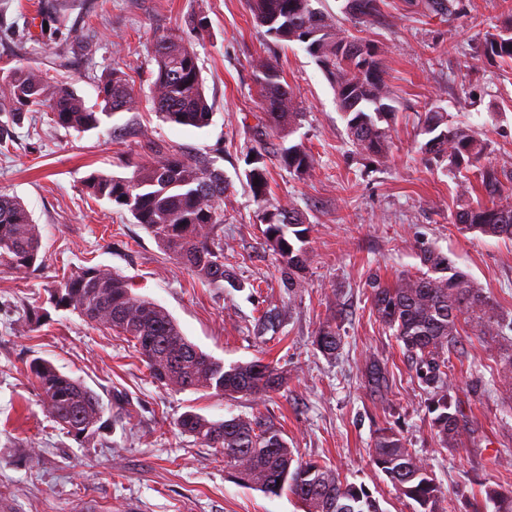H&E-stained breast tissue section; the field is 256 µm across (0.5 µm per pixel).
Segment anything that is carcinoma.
<instances>
[{
    "mask_svg": "<svg viewBox=\"0 0 512 512\" xmlns=\"http://www.w3.org/2000/svg\"><path fill=\"white\" fill-rule=\"evenodd\" d=\"M321 0H250L257 24L277 42L299 43L332 82L336 102L346 120L350 141L378 160L388 158L391 129L398 109L385 79L379 49L372 41L346 33L337 20L319 8ZM423 12L451 18L459 14V0H422ZM342 12L355 23L371 26L381 16L380 0H344ZM478 55L486 60L512 61V13L495 31L486 33ZM156 70L149 102L164 122L204 128L212 108L204 94L195 51L175 35L153 42ZM263 112L258 123L286 136L295 132L299 116L292 89L281 82L277 66L261 59L255 64ZM98 96L112 112H131L140 104L132 87L117 72L97 85ZM0 100L9 104L16 122L34 109L50 114L57 127L78 132L99 126L98 112L86 106L69 84L52 80L29 67L13 69L0 79ZM425 150L448 162V170L462 175L459 208L454 224L463 233L512 241V202L503 200L497 170L482 163L487 149L471 125L448 120L438 110L425 113ZM246 161V178L254 198L266 201L269 169L265 155L253 151ZM278 161L301 178L312 166L310 151L301 142L282 149ZM474 175L487 200L470 199L469 175ZM89 192L124 206L172 258L208 283L221 287L230 278L224 266V241L218 234L224 223V172L193 160L168 154L134 165L129 177L100 172L85 180ZM268 246L288 268V281L306 261L309 227L294 206L278 204L263 212ZM41 234L25 205L0 193V265L27 272L39 259ZM423 271L390 285L370 280L371 305L379 320L392 330L408 357L415 360L417 377L433 394V426L445 447L462 442L469 433L460 418L448 375L450 355L457 351L461 332L474 326L481 336L495 338L512 332V315L498 310L483 289L438 249L420 255ZM133 285L105 266L81 267L49 289L56 310L78 313L93 326L111 329L133 343L150 376L177 390H211L216 395L261 399L285 383L283 372L261 360L224 362L202 352L169 313L132 291ZM342 343L340 327L328 321L317 333L321 352L334 355ZM40 400L49 415L74 439L85 442L100 435L107 407L79 380L62 374L51 363H29ZM185 435L216 449L224 470L235 480L266 494L293 496L305 512H382L363 485L350 483L336 470L316 461L295 458L282 431L271 420L233 415L210 420L189 410L175 422ZM372 461L394 490L412 504L413 512H446L442 487L430 466L392 428L375 437ZM485 503L493 512H512V490L484 487Z\"/></svg>",
    "mask_w": 512,
    "mask_h": 512,
    "instance_id": "1",
    "label": "carcinoma"
}]
</instances>
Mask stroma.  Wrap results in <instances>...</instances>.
I'll list each match as a JSON object with an SVG mask.
<instances>
[{"label": "stroma", "mask_w": 512, "mask_h": 512, "mask_svg": "<svg viewBox=\"0 0 512 512\" xmlns=\"http://www.w3.org/2000/svg\"><path fill=\"white\" fill-rule=\"evenodd\" d=\"M448 20L423 14L421 0H382L380 25L363 28L379 48L397 99L392 149L372 162L350 142L334 89L297 43L281 46L255 23L247 0H59L66 18L41 32L40 0H0L10 30L0 32V73L24 65L70 84L100 106L96 85L111 71L126 76L138 111L101 118L78 132L55 127L43 112L9 124L0 147V192L22 201L38 224L43 264L20 274L0 266V512H303L288 494L244 487L214 449L182 434L187 410L221 420L260 415L274 420L297 458L318 460L343 479L364 484L383 512H412L373 464L380 428L395 427L432 468L450 512H471L484 484L512 488V388L496 373L512 335L490 339L466 327L451 357L456 398L474 429L455 448L432 429L425 386L394 336L378 320L367 284L417 273L424 248L440 249L512 313V243L460 232L453 222L457 184L445 164L422 152L419 117L428 108L475 126L486 160L512 188V63L476 54L483 35L512 11V0H460ZM206 15L196 33L191 19ZM176 34L199 58L212 122L197 129L166 123L152 111L148 73L157 37ZM275 62L303 117L290 139L260 133L262 97L256 60ZM314 157L305 178L280 167L287 142ZM265 147L266 203L293 204L310 225L301 285L289 287L285 265L266 244L245 176L246 155ZM178 153L221 169L224 261L233 276L217 288L180 267L130 213L90 197L85 177H119L133 162ZM101 265L127 277L140 296L162 306L192 343L225 365L261 359L287 376L279 392L258 400L177 391L155 382L130 342L54 309L48 290L69 272ZM276 316L274 328L260 324ZM336 319L344 343L323 354L315 336ZM52 363L82 381L112 409L132 411L93 441L80 443L47 414L26 367ZM385 366L387 386L374 390L368 360Z\"/></svg>", "instance_id": "stroma-1"}]
</instances>
